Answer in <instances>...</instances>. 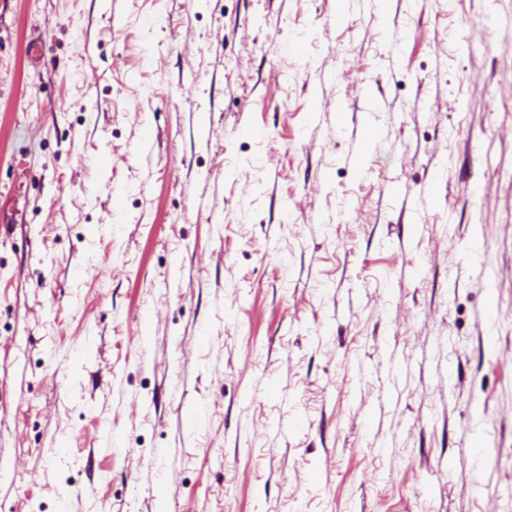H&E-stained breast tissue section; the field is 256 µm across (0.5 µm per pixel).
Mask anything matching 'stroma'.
<instances>
[{
	"label": "stroma",
	"mask_w": 512,
	"mask_h": 512,
	"mask_svg": "<svg viewBox=\"0 0 512 512\" xmlns=\"http://www.w3.org/2000/svg\"><path fill=\"white\" fill-rule=\"evenodd\" d=\"M508 22L0 0V512H512Z\"/></svg>",
	"instance_id": "35a3bbf8"
}]
</instances>
